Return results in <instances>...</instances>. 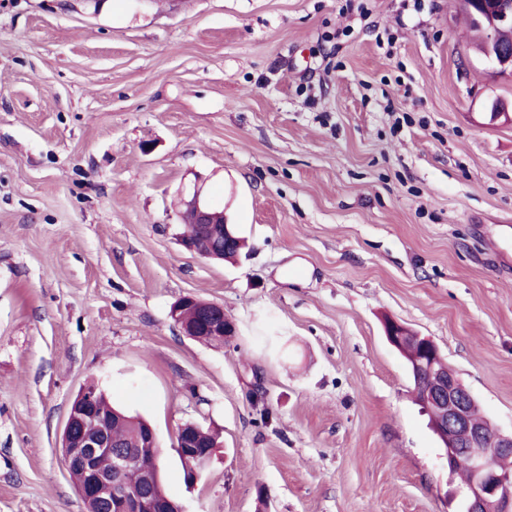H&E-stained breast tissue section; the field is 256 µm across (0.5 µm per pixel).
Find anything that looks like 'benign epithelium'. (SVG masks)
I'll return each mask as SVG.
<instances>
[{
    "label": "benign epithelium",
    "instance_id": "obj_1",
    "mask_svg": "<svg viewBox=\"0 0 512 512\" xmlns=\"http://www.w3.org/2000/svg\"><path fill=\"white\" fill-rule=\"evenodd\" d=\"M468 8L486 26L484 55L500 71L512 72V0H471ZM183 204L194 213V223L202 227L205 237L203 244L190 238L182 239L186 249L210 259L219 243L231 245L237 240L229 225L214 228L215 213L202 197L200 188L184 195ZM187 305L197 307V316L192 322L181 317ZM171 317L187 336L195 335L201 328L224 342L234 336L233 325L224 320V306L217 303L186 296L172 308ZM385 332L388 342L399 350L409 340L420 346V356L410 361L409 372L416 376L426 374L434 383L433 388L425 392L421 405L444 445L448 468L455 471L464 464L471 470V478L464 484L466 512H512V474L495 469L489 461L492 454L512 456V433L505 434L498 428L490 432L485 425L473 420L470 414L473 395L456 373L445 369V362L432 339L416 336L398 322L388 323ZM94 403V394L83 390L80 405L69 411L63 433V463L67 472L80 473V496L100 501L107 512H184L181 505L169 499L158 502L145 486L125 489L119 484L118 475L137 456L146 452L158 458L163 450L150 425L146 426L135 448L113 442L108 422L95 414ZM180 432L174 450L177 455L195 462L186 475L187 484L193 487L202 479L215 451H198L193 442V426H182ZM103 455L112 457L110 472L98 467V459Z\"/></svg>",
    "mask_w": 512,
    "mask_h": 512
}]
</instances>
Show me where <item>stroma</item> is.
Returning a JSON list of instances; mask_svg holds the SVG:
<instances>
[{"instance_id":"stroma-1","label":"stroma","mask_w":512,"mask_h":512,"mask_svg":"<svg viewBox=\"0 0 512 512\" xmlns=\"http://www.w3.org/2000/svg\"><path fill=\"white\" fill-rule=\"evenodd\" d=\"M512 74L460 0H0V512H85L95 383L154 426L185 512H459L385 320L512 431ZM201 185L249 247L181 244ZM187 295L225 345L184 336ZM221 446L196 487L181 424ZM178 304V307L172 308L171 317L181 326L185 335L193 336L196 340L206 344H224L230 337L234 336L233 325L224 320L223 305L202 301L192 296L184 297ZM186 305L197 307V316L196 308H188L182 312V315L192 322L183 321L180 315ZM200 328L207 330L210 334L201 332L195 336ZM215 336L222 342L217 340Z\"/></svg>"}]
</instances>
